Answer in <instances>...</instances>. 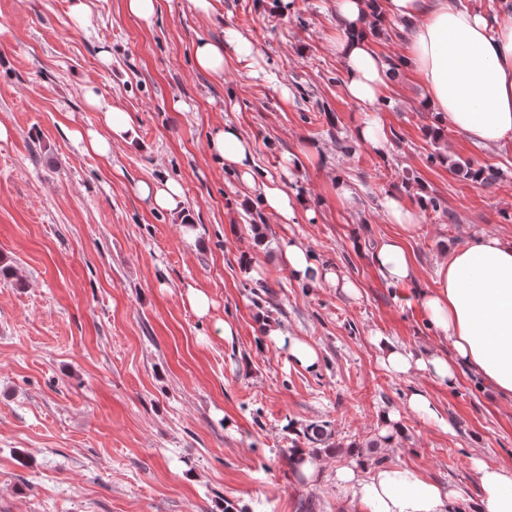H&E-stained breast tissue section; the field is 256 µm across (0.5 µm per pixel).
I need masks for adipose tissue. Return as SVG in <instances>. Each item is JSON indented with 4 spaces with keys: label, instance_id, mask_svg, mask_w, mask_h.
<instances>
[{
    "label": "adipose tissue",
    "instance_id": "ef3b65f1",
    "mask_svg": "<svg viewBox=\"0 0 512 512\" xmlns=\"http://www.w3.org/2000/svg\"><path fill=\"white\" fill-rule=\"evenodd\" d=\"M340 22L334 48L346 62L344 87L348 97L366 108L365 120L353 130L355 141L384 149L387 133L370 112L385 86L386 65L361 37L365 0H334ZM389 18L417 19L410 39L407 66L426 91L425 107L439 125L464 134L485 146L512 141V9L483 13L461 0H383ZM253 46L230 30L223 41H199L194 49L197 67L222 76L228 59L251 57ZM86 102L101 112L105 131L77 127L70 136L83 150L107 157L114 142L132 141L131 116L87 87ZM210 153L234 169L245 183H253L252 145L235 126L215 127L208 141ZM266 210L280 223L295 222L306 205L278 181L261 184ZM138 196L157 212L183 208L180 185L168 179L139 182ZM280 257L291 279L318 286L328 284L345 294L357 293L356 284L334 268H318L310 250L300 241L285 239ZM372 262L391 283L415 280L416 268L402 241L389 237L377 245ZM432 288L421 294L429 324L448 341L453 355L416 352L376 336L383 365L399 376L426 374L455 388L459 370L468 367L504 398H512V238L485 234L453 250L436 264ZM275 346L300 368L318 372V351L290 331L268 330ZM361 458H353L336 472V483L367 512H449V493L415 472L385 466L363 474ZM483 492V512H512V467L473 462Z\"/></svg>",
    "mask_w": 512,
    "mask_h": 512
}]
</instances>
